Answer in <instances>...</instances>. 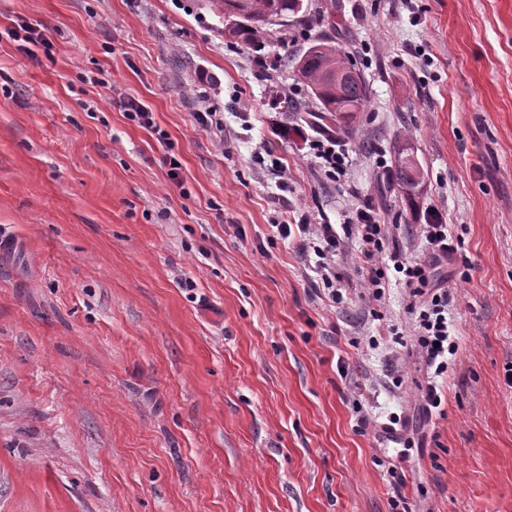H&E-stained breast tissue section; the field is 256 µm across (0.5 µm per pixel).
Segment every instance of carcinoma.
Instances as JSON below:
<instances>
[{
    "label": "carcinoma",
    "instance_id": "obj_1",
    "mask_svg": "<svg viewBox=\"0 0 512 512\" xmlns=\"http://www.w3.org/2000/svg\"><path fill=\"white\" fill-rule=\"evenodd\" d=\"M222 4L224 15L233 18L224 28V37L245 46L261 42L266 27L286 22L303 10V0H222ZM296 69L299 79L319 101V111L334 112L344 121L364 111L366 82L330 39L311 44L296 58ZM418 177L420 170L413 161H398L396 180L404 188Z\"/></svg>",
    "mask_w": 512,
    "mask_h": 512
}]
</instances>
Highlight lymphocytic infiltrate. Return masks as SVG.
<instances>
[{
    "label": "lymphocytic infiltrate",
    "mask_w": 512,
    "mask_h": 512,
    "mask_svg": "<svg viewBox=\"0 0 512 512\" xmlns=\"http://www.w3.org/2000/svg\"><path fill=\"white\" fill-rule=\"evenodd\" d=\"M277 233L297 240L300 251L316 254L323 296L335 304L344 299L336 257L345 253L348 240H355L359 246L354 268L363 286L360 299L372 304L382 301L390 286L389 272L399 273V283L409 298L411 331L401 333L395 324L390 330L398 345L416 352L424 369L434 371L436 377L447 373V357L456 354L459 345L448 329L449 295L444 269L456 247L438 212H431L422 226L428 253L421 260L407 259L399 249L390 248V225L382 223L367 203L356 206L343 227L313 223L311 215L304 213L298 223L278 225Z\"/></svg>",
    "instance_id": "lymphocytic-infiltrate-1"
}]
</instances>
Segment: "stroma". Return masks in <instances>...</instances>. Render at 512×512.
I'll return each mask as SVG.
<instances>
[{
	"mask_svg": "<svg viewBox=\"0 0 512 512\" xmlns=\"http://www.w3.org/2000/svg\"><path fill=\"white\" fill-rule=\"evenodd\" d=\"M326 2L257 53L212 0H0V512H512V0H336L332 27ZM22 23L51 51H22ZM322 36L367 82L354 127L283 66ZM206 104L223 126H198ZM319 133L345 145L341 184ZM363 201L408 255L431 208L462 241L444 416L393 360L404 291L332 306L274 230ZM394 413L414 446L380 437ZM115 99L123 111L127 113L128 119L136 122L140 127L150 129L156 135V139L160 144L170 147L171 144L167 133L157 127L153 119V113L146 105L132 96H124L123 94H118ZM309 147L316 158L321 159L320 171L331 183H338L347 175L345 151L332 136L309 140ZM337 147V148H336Z\"/></svg>",
	"mask_w": 512,
	"mask_h": 512,
	"instance_id": "1",
	"label": "stroma"
}]
</instances>
